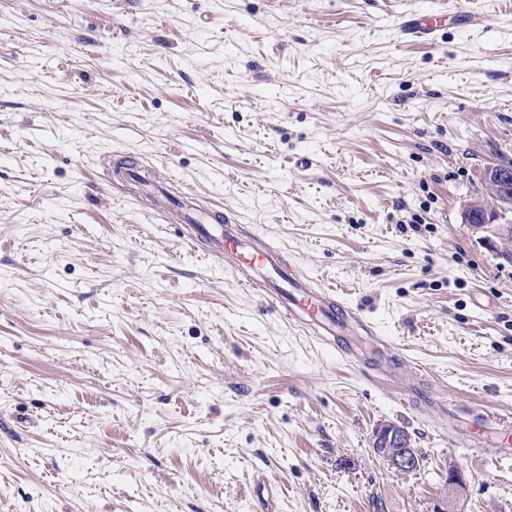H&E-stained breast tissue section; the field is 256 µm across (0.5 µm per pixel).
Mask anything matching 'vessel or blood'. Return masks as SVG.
I'll return each instance as SVG.
<instances>
[{"instance_id":"obj_1","label":"vessel or blood","mask_w":512,"mask_h":512,"mask_svg":"<svg viewBox=\"0 0 512 512\" xmlns=\"http://www.w3.org/2000/svg\"><path fill=\"white\" fill-rule=\"evenodd\" d=\"M437 28L438 13L434 10L407 15L400 24L402 34L411 38L433 37ZM178 218L198 229L215 256L231 259V269L243 287L251 288L257 282H264L267 298L280 307L289 320L313 327L320 339L335 341L343 355H354L355 347L346 338L354 313L345 303L335 299L333 290L313 288L308 281L296 277L283 264L279 250L254 248L238 225L224 220L219 211L203 212L183 202L179 205ZM467 416L472 446L477 449L486 447L482 434L499 425V418L473 409L468 410Z\"/></svg>"}]
</instances>
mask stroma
I'll return each instance as SVG.
<instances>
[{
	"mask_svg": "<svg viewBox=\"0 0 512 512\" xmlns=\"http://www.w3.org/2000/svg\"><path fill=\"white\" fill-rule=\"evenodd\" d=\"M434 2L0 0V512H433L452 464L457 512H512V458L458 419L512 421V263L462 221L512 160V0L401 38ZM120 161L336 290L358 355ZM383 422L419 470L375 457ZM466 414L469 422L467 431L471 436H473V438H475L471 440V445L476 449H483V447H487L490 442L481 439L479 434L492 430L493 425L498 426L501 423V419L490 416L484 411L473 409H469Z\"/></svg>",
	"mask_w": 512,
	"mask_h": 512,
	"instance_id": "obj_1",
	"label": "stroma"
}]
</instances>
